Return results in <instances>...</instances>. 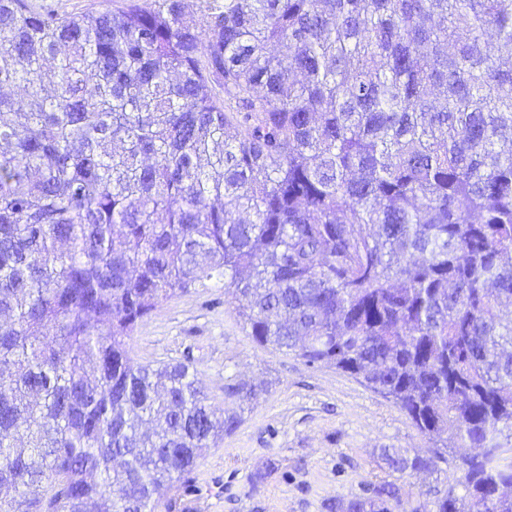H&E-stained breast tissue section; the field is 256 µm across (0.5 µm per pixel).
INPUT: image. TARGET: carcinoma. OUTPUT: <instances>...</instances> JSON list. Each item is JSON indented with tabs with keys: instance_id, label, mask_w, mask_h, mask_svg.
I'll use <instances>...</instances> for the list:
<instances>
[{
	"instance_id": "obj_1",
	"label": "carcinoma",
	"mask_w": 512,
	"mask_h": 512,
	"mask_svg": "<svg viewBox=\"0 0 512 512\" xmlns=\"http://www.w3.org/2000/svg\"><path fill=\"white\" fill-rule=\"evenodd\" d=\"M183 15L0 0V512H152L237 428L190 364L129 352L212 280L255 343L452 449L433 512H512V0ZM327 509L403 512L400 487Z\"/></svg>"
}]
</instances>
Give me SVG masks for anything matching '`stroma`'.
Masks as SVG:
<instances>
[{
  "mask_svg": "<svg viewBox=\"0 0 512 512\" xmlns=\"http://www.w3.org/2000/svg\"><path fill=\"white\" fill-rule=\"evenodd\" d=\"M223 283L164 302L129 342L140 363L193 365L210 403L240 413L238 428L190 468L154 512H326L328 500L398 481L407 512H431L452 464L397 479L385 450L432 454L433 444L392 400L327 365L254 343ZM255 384L242 403L228 384Z\"/></svg>",
  "mask_w": 512,
  "mask_h": 512,
  "instance_id": "35a3bbf8",
  "label": "stroma"
}]
</instances>
